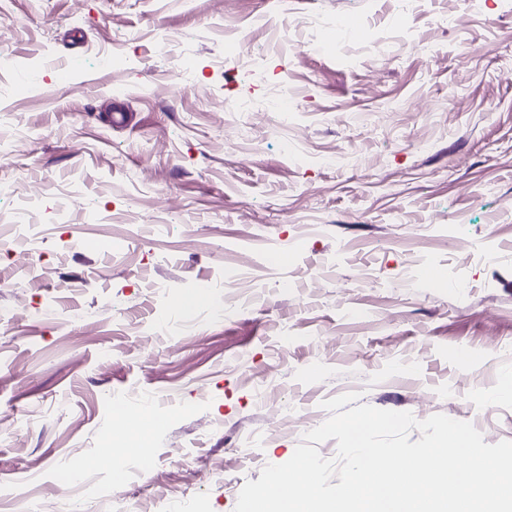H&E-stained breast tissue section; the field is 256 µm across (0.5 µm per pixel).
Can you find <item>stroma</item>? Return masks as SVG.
<instances>
[{"label": "stroma", "instance_id": "obj_1", "mask_svg": "<svg viewBox=\"0 0 512 512\" xmlns=\"http://www.w3.org/2000/svg\"><path fill=\"white\" fill-rule=\"evenodd\" d=\"M291 4L0 0V512L107 446L152 465L90 469L97 498L69 487L65 512H234L349 392L512 440L487 397L512 370V9ZM345 15L366 38L315 50Z\"/></svg>", "mask_w": 512, "mask_h": 512}]
</instances>
